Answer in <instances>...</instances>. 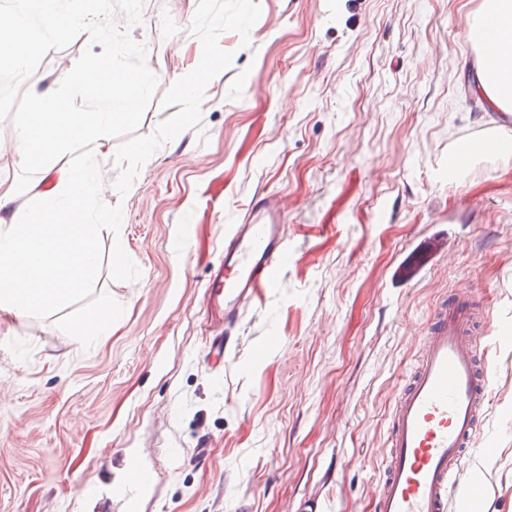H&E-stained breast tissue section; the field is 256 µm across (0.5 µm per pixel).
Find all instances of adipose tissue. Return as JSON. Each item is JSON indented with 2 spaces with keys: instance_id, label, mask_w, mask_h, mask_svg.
<instances>
[{
  "instance_id": "ef3b65f1",
  "label": "adipose tissue",
  "mask_w": 512,
  "mask_h": 512,
  "mask_svg": "<svg viewBox=\"0 0 512 512\" xmlns=\"http://www.w3.org/2000/svg\"><path fill=\"white\" fill-rule=\"evenodd\" d=\"M485 34V53L476 79L496 99L512 105V0H485L474 17ZM96 38L97 26L78 9L62 12L58 0H12L0 8V46L15 67L28 61L33 33L64 37L73 27ZM145 67L137 75L84 62L56 73L54 82L78 86L89 111L73 109L51 92L31 89L34 110L22 124L16 152L22 162L46 165L55 154L83 158L84 168L59 174L40 203L21 207L12 188H0V313L39 314L78 293L95 263V225L85 212L97 203L99 218L112 217L100 203V175L92 164L108 139L112 121L135 111L142 87L154 79Z\"/></svg>"
}]
</instances>
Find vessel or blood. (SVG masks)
<instances>
[{
    "mask_svg": "<svg viewBox=\"0 0 512 512\" xmlns=\"http://www.w3.org/2000/svg\"><path fill=\"white\" fill-rule=\"evenodd\" d=\"M292 261L277 201L256 200L243 222L225 232L224 264L208 283L228 327L240 324L245 306L279 288ZM478 322L464 297L444 302L427 317L419 359L391 412L377 512H466L460 495L468 484L464 450L479 430L493 376L489 363L478 358ZM233 350L229 337L216 336L205 359L218 367Z\"/></svg>",
    "mask_w": 512,
    "mask_h": 512,
    "instance_id": "b4317fda",
    "label": "vessel or blood"
}]
</instances>
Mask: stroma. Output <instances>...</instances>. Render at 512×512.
I'll return each mask as SVG.
<instances>
[{
  "label": "stroma",
  "mask_w": 512,
  "mask_h": 512,
  "mask_svg": "<svg viewBox=\"0 0 512 512\" xmlns=\"http://www.w3.org/2000/svg\"><path fill=\"white\" fill-rule=\"evenodd\" d=\"M481 3L81 0L97 39L32 43L26 84L0 92V178L29 205L47 183L14 151L29 85L83 110L53 74L93 59L157 78L94 159L115 216L92 280L54 310L0 315V512H373L420 324L456 293L498 338L466 470L480 512H512V155L448 168L461 143L512 141L475 90ZM201 48L220 65L191 113L172 81ZM258 195L279 199L295 260L217 373L207 283ZM433 240L444 249L399 280ZM106 311L110 332L81 336Z\"/></svg>",
  "instance_id": "stroma-1"
}]
</instances>
